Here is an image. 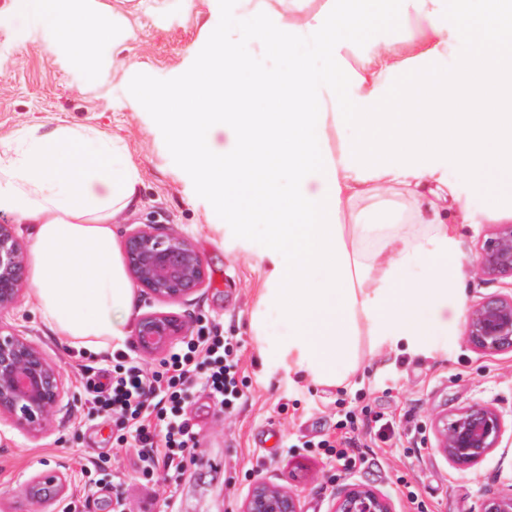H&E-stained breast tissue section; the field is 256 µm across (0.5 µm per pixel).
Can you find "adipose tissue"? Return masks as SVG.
<instances>
[{"mask_svg":"<svg viewBox=\"0 0 512 512\" xmlns=\"http://www.w3.org/2000/svg\"><path fill=\"white\" fill-rule=\"evenodd\" d=\"M225 20L224 40L204 57L194 78L157 107L171 138L210 191L217 210L234 209L238 191L251 206L243 227L262 226L273 269L252 314L264 338L266 314L288 324L279 358L317 384L342 386L360 368L361 338L371 346L400 337L428 341L448 333L445 311L460 276L459 226L474 223L469 201L456 193L440 158H452L491 211L512 219V0H401L420 25L413 53L401 60L376 42L346 71L341 31L370 19L372 0H327L323 13L298 24L279 22L269 0H240ZM27 8L64 39H74L86 63L90 39L106 32L105 16L75 13L70 0H26ZM478 14L466 55L455 51L459 17ZM248 33L283 50L311 46L323 59L311 68L298 56L288 73H253L231 42ZM349 79L352 109L336 111V85ZM233 105L236 148L211 139L223 127L219 98ZM351 137L334 155L322 142L329 123ZM141 176L121 142L91 128L25 130L0 142V213L31 227L30 276L36 306L60 340L104 353L123 346L136 313V294L117 246L113 216L138 201ZM401 194L410 221L429 234L408 237L386 224L338 218L362 199ZM372 244L368 259L357 248ZM419 266L421 274L406 271Z\"/></svg>","mask_w":512,"mask_h":512,"instance_id":"ef3b65f1","label":"adipose tissue"}]
</instances>
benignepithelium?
<instances>
[{"mask_svg": "<svg viewBox=\"0 0 512 512\" xmlns=\"http://www.w3.org/2000/svg\"><path fill=\"white\" fill-rule=\"evenodd\" d=\"M127 271L146 294L164 301H179L206 281L203 258L193 243L176 231L158 235L138 228L124 242ZM472 271L480 281L512 279V224L500 226L485 239ZM25 276V256L11 225L0 224V310L18 300ZM499 293L468 311L467 338L484 352L512 349V282ZM186 333L176 319L163 313L143 316L135 335L142 352L152 355L173 338ZM64 396L60 368L49 361L27 337L0 325V416L17 425L43 431ZM437 448L456 465L472 467L499 447L506 430L494 407L462 408L434 419ZM241 512H301L290 492L255 483ZM331 512H393L391 502L366 485H352L334 502ZM481 512H512V488L491 497Z\"/></svg>", "mask_w": 512, "mask_h": 512, "instance_id": "obj_1", "label": "benign epithelium"}]
</instances>
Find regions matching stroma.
Listing matches in <instances>:
<instances>
[{
  "label": "stroma",
  "mask_w": 512,
  "mask_h": 512,
  "mask_svg": "<svg viewBox=\"0 0 512 512\" xmlns=\"http://www.w3.org/2000/svg\"><path fill=\"white\" fill-rule=\"evenodd\" d=\"M74 7L115 21L95 45L92 67L28 12L26 0H0V139L33 126L67 125L93 128L126 146L142 185L137 204L112 219L118 239L137 227L159 235L177 230L195 245L207 273L205 286L180 302L137 292V313L170 315L192 335L205 327L236 337L243 396L226 413L206 394L191 391L185 408L198 431V448L181 469L160 470L153 482L143 483L123 449L121 423L90 409L83 370L98 375L111 369V355L60 342L41 318L33 286H26L0 320L61 368L66 394L45 434L0 419V512H64L76 499L84 502L79 512H114L118 506L123 512H240L259 481L295 494L302 512H331L336 496L354 484L378 491L394 512H411L395 484L401 475L415 485L427 512H480L485 498L511 489V430L478 465L461 468L437 450L433 418L480 404L511 422L512 350L473 348L461 324L421 347L402 342L394 350L382 348L344 386L327 387L281 365L278 348L288 327L278 310L268 313L265 340L253 336L250 320L267 270L262 229L252 226L249 239H241L237 217L215 211L152 99L153 92H174L192 79L213 49L214 30L239 10V0H76ZM408 33L398 5H391L385 16L346 35L345 61L357 67L375 41L408 55ZM448 177L477 219L460 232L467 264L501 220L489 214L487 198L456 167H449ZM349 411L357 417V460L346 471L306 442L339 436L337 424ZM377 413L393 423L398 440L377 436ZM263 427L274 428L279 447L256 446ZM98 463L123 474V485L106 481L89 493L81 470ZM49 472L63 475L65 485L47 502L30 483Z\"/></svg>",
  "instance_id": "1"
}]
</instances>
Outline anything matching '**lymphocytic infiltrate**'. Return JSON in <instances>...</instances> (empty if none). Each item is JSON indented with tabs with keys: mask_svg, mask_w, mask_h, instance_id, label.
I'll list each match as a JSON object with an SVG mask.
<instances>
[{
	"mask_svg": "<svg viewBox=\"0 0 512 512\" xmlns=\"http://www.w3.org/2000/svg\"><path fill=\"white\" fill-rule=\"evenodd\" d=\"M237 349L235 337L201 334L172 347L162 370L150 371L139 360L126 358L107 382H90L97 416L121 419L138 473L149 477L159 465L182 464L197 447V433L184 408L191 389L207 393L222 409L241 398Z\"/></svg>",
	"mask_w": 512,
	"mask_h": 512,
	"instance_id": "f902f5d3",
	"label": "lymphocytic infiltrate"
}]
</instances>
